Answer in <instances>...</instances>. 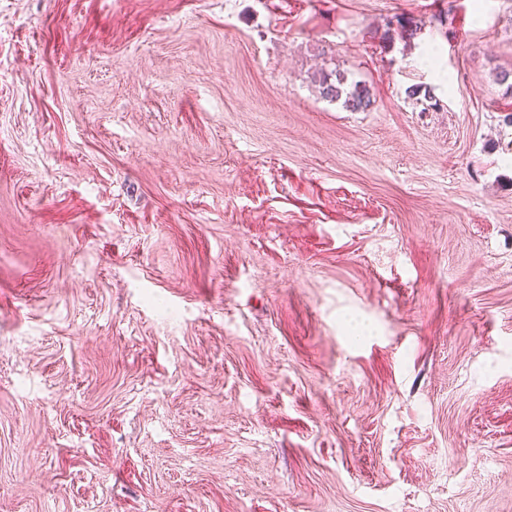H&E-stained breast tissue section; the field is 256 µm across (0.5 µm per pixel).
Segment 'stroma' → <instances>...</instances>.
<instances>
[{
  "label": "stroma",
  "mask_w": 512,
  "mask_h": 512,
  "mask_svg": "<svg viewBox=\"0 0 512 512\" xmlns=\"http://www.w3.org/2000/svg\"><path fill=\"white\" fill-rule=\"evenodd\" d=\"M504 70L512 0H0V512H512ZM321 95L331 101L343 100V106L352 112H364L370 109L373 104L369 90L365 86L354 85L352 88L345 87L344 77L331 82L324 76L320 83Z\"/></svg>",
  "instance_id": "1"
}]
</instances>
